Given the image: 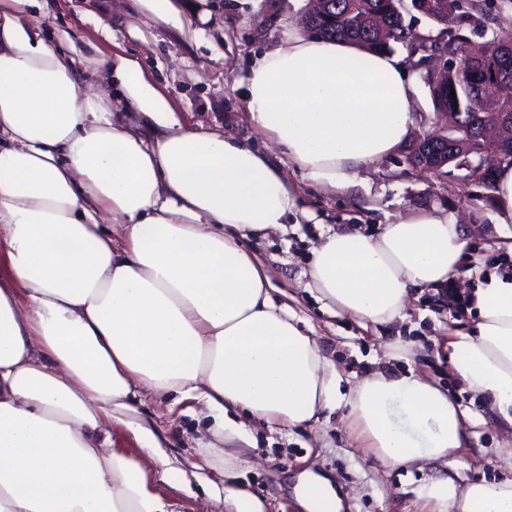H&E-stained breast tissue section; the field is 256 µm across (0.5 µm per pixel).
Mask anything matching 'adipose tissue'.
<instances>
[{
    "label": "adipose tissue",
    "instance_id": "obj_1",
    "mask_svg": "<svg viewBox=\"0 0 512 512\" xmlns=\"http://www.w3.org/2000/svg\"><path fill=\"white\" fill-rule=\"evenodd\" d=\"M0 0V512H176L146 459L113 450L104 423L138 391L203 402L225 442L247 419L288 429L347 407L360 446L386 466L439 463L413 490L426 512H512V480L461 483L465 413L414 371H375L348 394L314 336L243 238L287 224L297 198L267 154L183 125L140 62L99 59L103 79ZM402 57L289 34L253 65V124L311 180L350 184L409 134L414 86ZM139 122L117 120L111 82ZM122 227L120 236L107 230ZM455 217L421 213L378 235L329 234L310 287L368 327L393 322L413 290L462 275ZM479 319L448 345L457 375L512 426V272L490 270ZM224 454V512H265Z\"/></svg>",
    "mask_w": 512,
    "mask_h": 512
}]
</instances>
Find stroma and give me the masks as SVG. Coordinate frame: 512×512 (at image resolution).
<instances>
[{
	"instance_id": "stroma-1",
	"label": "stroma",
	"mask_w": 512,
	"mask_h": 512,
	"mask_svg": "<svg viewBox=\"0 0 512 512\" xmlns=\"http://www.w3.org/2000/svg\"><path fill=\"white\" fill-rule=\"evenodd\" d=\"M178 20L155 16L142 0H38L28 19L60 49L80 61L88 77L98 59L115 53L138 57L142 72L177 112L184 125L218 131L256 149L267 133L251 121L243 99L253 63L282 45L287 31H301L305 0H173ZM414 78L411 134L433 130L434 106L418 57L397 46ZM406 144L363 167L348 186L331 188L307 179L281 153L279 163L297 196L292 223L245 240L263 263L276 302L288 305L317 337L324 355L349 390L365 375L414 368L438 382L474 416L461 455L468 463L462 479H512L504 460L512 452V428L500 423L481 397L465 388L448 360V334L467 331L476 315L437 301L434 290L414 291L402 318L362 329L345 315L330 313L309 289L311 251L327 234L379 232L399 218L444 211L457 218L469 252L467 275L457 293L472 294L487 258L506 253L512 224L494 219L492 186L448 166L419 172L406 160ZM131 422L149 427L164 457L161 493L182 512H224V443L210 431L205 405L192 398L141 393ZM250 465L239 467L242 483L265 500L270 512H303L295 489L306 472L331 481L340 512H417L413 488L442 474L441 465L425 469L385 467L360 451L346 408L324 412L314 427L270 429L249 421Z\"/></svg>"
}]
</instances>
